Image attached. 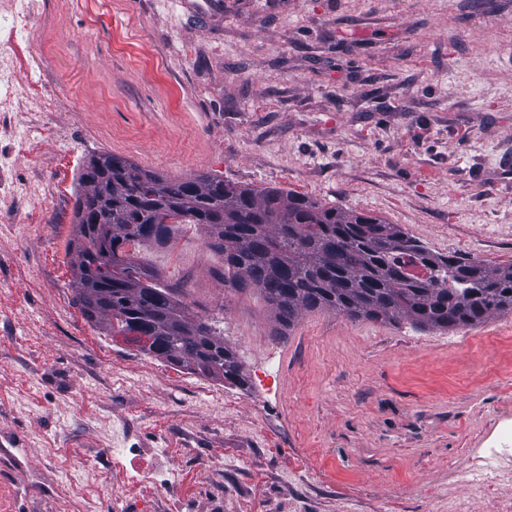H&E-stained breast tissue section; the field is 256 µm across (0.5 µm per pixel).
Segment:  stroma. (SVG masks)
Segmentation results:
<instances>
[{
    "mask_svg": "<svg viewBox=\"0 0 512 512\" xmlns=\"http://www.w3.org/2000/svg\"><path fill=\"white\" fill-rule=\"evenodd\" d=\"M19 115L21 221L0 220V512H492L512 475V313L453 332L330 311L278 328L174 225L133 260L232 346L250 391L87 322L67 248L78 177L112 154L164 176L273 186L512 263V0H43ZM54 95L43 109L45 92ZM49 177L59 202L36 194ZM238 485L214 508L201 466ZM512 448H488L487 458L484 464H473L469 470L472 475V481L478 483H489L496 480L501 473L500 466H495V463L500 462L504 456H511Z\"/></svg>",
    "mask_w": 512,
    "mask_h": 512,
    "instance_id": "1",
    "label": "stroma"
}]
</instances>
